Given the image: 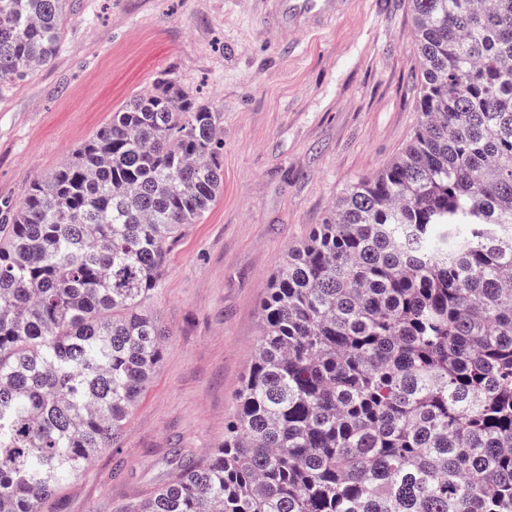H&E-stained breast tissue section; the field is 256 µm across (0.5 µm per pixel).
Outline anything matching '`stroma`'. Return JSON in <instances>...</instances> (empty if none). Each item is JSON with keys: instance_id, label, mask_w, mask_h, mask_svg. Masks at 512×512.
I'll return each mask as SVG.
<instances>
[{"instance_id": "stroma-1", "label": "stroma", "mask_w": 512, "mask_h": 512, "mask_svg": "<svg viewBox=\"0 0 512 512\" xmlns=\"http://www.w3.org/2000/svg\"><path fill=\"white\" fill-rule=\"evenodd\" d=\"M258 2L72 0L53 61L0 92V205L22 201L160 75L224 129V192L172 243L150 302L163 359L114 447L41 512H118L223 444L271 275L419 125L410 0H351L333 26L289 45Z\"/></svg>"}]
</instances>
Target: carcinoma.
Returning <instances> with one entry per match:
<instances>
[{
    "mask_svg": "<svg viewBox=\"0 0 512 512\" xmlns=\"http://www.w3.org/2000/svg\"><path fill=\"white\" fill-rule=\"evenodd\" d=\"M69 3L0 0V89L53 60ZM411 6L413 138L270 277L224 445L124 512H512V0ZM222 143L163 78L0 208V512L116 443Z\"/></svg>",
    "mask_w": 512,
    "mask_h": 512,
    "instance_id": "1",
    "label": "carcinoma"
}]
</instances>
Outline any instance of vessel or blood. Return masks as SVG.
Listing matches in <instances>:
<instances>
[{
    "instance_id": "b4317fda",
    "label": "vessel or blood",
    "mask_w": 512,
    "mask_h": 512,
    "mask_svg": "<svg viewBox=\"0 0 512 512\" xmlns=\"http://www.w3.org/2000/svg\"><path fill=\"white\" fill-rule=\"evenodd\" d=\"M348 0H267L262 14L266 28L281 36L316 33L341 17Z\"/></svg>"
}]
</instances>
